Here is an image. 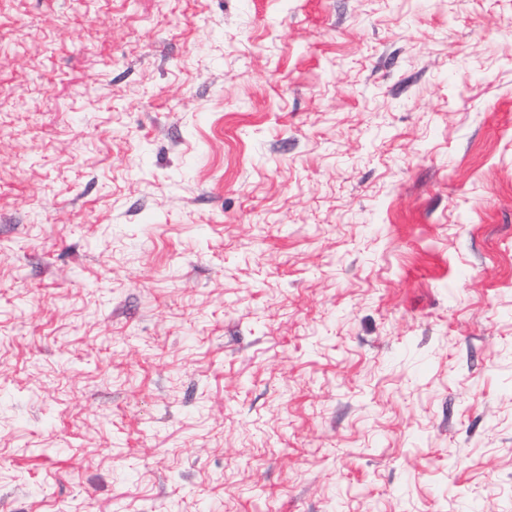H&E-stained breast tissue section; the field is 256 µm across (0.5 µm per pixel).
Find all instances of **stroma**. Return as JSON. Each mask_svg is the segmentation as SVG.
<instances>
[{"instance_id": "obj_1", "label": "stroma", "mask_w": 512, "mask_h": 512, "mask_svg": "<svg viewBox=\"0 0 512 512\" xmlns=\"http://www.w3.org/2000/svg\"><path fill=\"white\" fill-rule=\"evenodd\" d=\"M0 512H512V0H0Z\"/></svg>"}]
</instances>
